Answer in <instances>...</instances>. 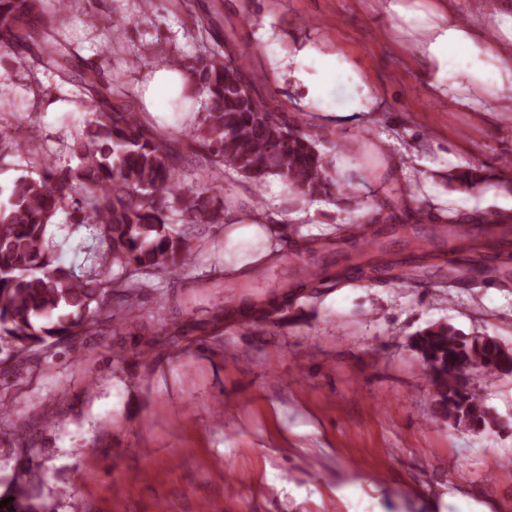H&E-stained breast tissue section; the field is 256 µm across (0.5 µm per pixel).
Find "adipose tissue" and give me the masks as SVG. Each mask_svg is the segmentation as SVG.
Wrapping results in <instances>:
<instances>
[{"label":"adipose tissue","instance_id":"ef3b65f1","mask_svg":"<svg viewBox=\"0 0 512 512\" xmlns=\"http://www.w3.org/2000/svg\"><path fill=\"white\" fill-rule=\"evenodd\" d=\"M392 11L408 27L416 55L434 75L436 89L465 105L482 99L496 107L512 97V67L501 64L503 46L512 43V23L500 24L493 36L481 35L473 24L454 11L429 5L427 0H392ZM343 58L336 51H321L299 44L281 57L279 77L298 94L300 107L323 112H372L377 93L367 79L354 75L352 86L339 99L327 95V83L336 76ZM197 84L185 70L163 61L151 66L142 84L143 109L160 117L169 99L193 94ZM224 241L235 258L232 272L239 273L263 260L282 232L281 216L265 210L243 212L236 202L224 211Z\"/></svg>","mask_w":512,"mask_h":512}]
</instances>
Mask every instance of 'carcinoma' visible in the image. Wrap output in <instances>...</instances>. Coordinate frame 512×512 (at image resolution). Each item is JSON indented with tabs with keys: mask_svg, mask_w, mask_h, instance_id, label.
I'll return each instance as SVG.
<instances>
[{
	"mask_svg": "<svg viewBox=\"0 0 512 512\" xmlns=\"http://www.w3.org/2000/svg\"><path fill=\"white\" fill-rule=\"evenodd\" d=\"M42 0H0V61L24 57L37 67L55 71L80 88L89 120L86 137L74 146L78 164L64 172L48 166L37 178H18L9 203L0 207V331L16 353L24 354L48 341H65L87 326L109 323L112 292L130 293L149 283L136 274L171 277L191 257L188 239L173 230L183 224L224 223V199L215 184L228 167L245 179L276 175L305 197L329 196L336 179L313 135L288 119L284 107L270 97L263 75L246 67L248 51L238 45L233 24L224 30V45L201 52L187 63L203 98L200 124L184 145L175 147L143 127L128 91L102 64L82 57L59 41L47 24ZM206 154L214 177L202 187H187L180 178L181 160ZM448 187L465 193L481 191L493 181L491 169L467 165L443 176ZM65 210L73 224H94L106 243L112 263L127 275L78 281L60 267L51 268L45 250L47 227ZM460 217L450 212L438 226L465 220L483 227L453 251L477 254L489 261L512 255L495 236L512 230V211ZM434 238L413 241V251L392 259L378 245L371 253L356 252L336 272L338 283L400 281L402 266L430 271L443 252L430 249ZM288 308V296L269 306H250L260 322ZM412 348L429 369L433 387L448 419L483 429L488 412L478 393L462 385L477 375L488 381L512 374V349L491 336L463 335L449 324H432L415 332Z\"/></svg>",
	"mask_w": 512,
	"mask_h": 512,
	"instance_id": "obj_1",
	"label": "carcinoma"
}]
</instances>
